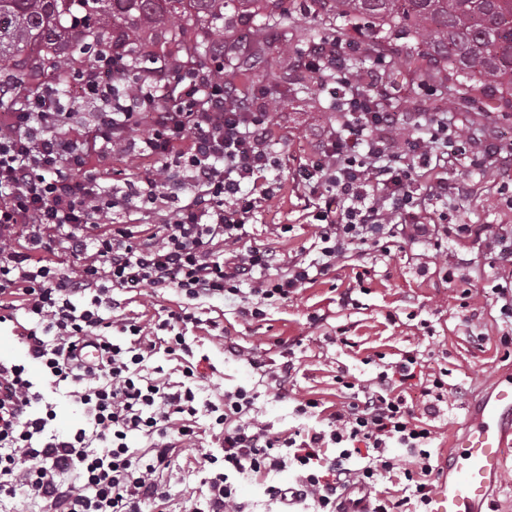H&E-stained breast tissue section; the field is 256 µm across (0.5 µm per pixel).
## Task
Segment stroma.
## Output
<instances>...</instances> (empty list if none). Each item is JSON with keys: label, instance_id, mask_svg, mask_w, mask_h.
Segmentation results:
<instances>
[{"label": "stroma", "instance_id": "35a3bbf8", "mask_svg": "<svg viewBox=\"0 0 512 512\" xmlns=\"http://www.w3.org/2000/svg\"><path fill=\"white\" fill-rule=\"evenodd\" d=\"M308 4L309 0H283L288 27L266 29L264 40L275 46L285 38L309 44L325 37ZM385 53L397 73L398 95L393 104L398 111H453L468 136L490 133L512 141V108L485 95L481 111L469 112L458 108L456 91L440 84L434 85L432 94H422L425 60L413 59L401 41L386 46ZM329 101L328 93L312 77L302 92L281 97L273 116L280 162L268 174L278 182V192L249 217L241 246L269 249L284 259L312 250L315 229L294 171L313 152L319 130L333 120ZM158 166L155 160L117 157L97 164L96 173L107 189L116 191L129 179L150 176ZM461 180L470 183V195H452L447 206H435L436 223L512 228V207L506 203L512 197L511 162L495 172H478L468 160H460L449 168L448 181ZM495 260L486 243L452 235L439 248L419 242L392 247L387 256L352 252L328 276L306 285L292 299L267 306L259 320L242 319L237 305L220 299L201 302L195 310L198 326L188 327L185 333L203 375L199 397L216 402L224 391L243 387L257 393L258 419L272 431L321 429L325 426L321 417L296 414L299 401L315 399L326 412H334L341 401L337 375L362 383L375 378L385 364L399 360L401 353L415 350L430 369L448 372V397L434 421L437 439L432 450L435 463H442L473 403L497 377L512 373V358H505L498 343V312L479 295L493 286L486 274ZM467 288L475 290V297L464 296ZM345 291L354 299L348 306L339 302ZM114 297L120 303L116 318L142 324L166 318L184 302L173 288L118 290ZM342 329L350 346L336 342ZM231 342L275 364L282 363L285 344H293L296 370L287 392L277 394L246 361L231 354L227 349Z\"/></svg>", "mask_w": 512, "mask_h": 512}]
</instances>
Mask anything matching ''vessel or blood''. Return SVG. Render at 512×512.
Masks as SVG:
<instances>
[{"mask_svg": "<svg viewBox=\"0 0 512 512\" xmlns=\"http://www.w3.org/2000/svg\"><path fill=\"white\" fill-rule=\"evenodd\" d=\"M512 432V379H497L453 448L432 494L428 512H480L504 468Z\"/></svg>", "mask_w": 512, "mask_h": 512, "instance_id": "obj_1", "label": "vessel or blood"}]
</instances>
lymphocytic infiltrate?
I'll list each match as a JSON object with an SVG mask.
<instances>
[{
  "label": "lymphocytic infiltrate",
  "mask_w": 512,
  "mask_h": 512,
  "mask_svg": "<svg viewBox=\"0 0 512 512\" xmlns=\"http://www.w3.org/2000/svg\"><path fill=\"white\" fill-rule=\"evenodd\" d=\"M359 50L351 41L325 37L298 56L296 67L319 79L335 101V120L323 127L314 162L297 169L317 223V256L281 261L276 253L239 248L248 215L277 189L264 175L277 165L267 96L218 80L222 61L183 74H146L137 90L114 96L128 75L104 57L75 67L82 96L63 106L57 81L17 93L0 89L10 109L0 112V323L25 311L36 321L23 330L28 364L37 365L51 392L43 394L25 365L0 360V502L22 499L25 512H173L166 476L178 448L195 446L197 418H210L218 453L201 455L207 491L191 512H247L237 492L241 478L264 480L270 500H294L304 512H337L349 482L374 486L396 467L391 449L412 459L405 469L408 494L375 499L370 512L427 507L434 467L431 445L446 382L442 373L417 378L413 352L393 372L366 384L343 381L347 401L324 430L271 432L253 415L256 395L243 387L221 403L199 401L196 367L166 383L147 374L157 343L139 323L112 320L114 289L173 288L187 301L158 323L168 332L167 354L191 355L184 331L197 318L188 304L200 299L241 301L254 320L275 301L327 276L354 250L389 252L400 243L440 241L447 225L433 223L429 205L449 194L444 171L459 159L463 137L447 113L418 118L390 109L382 71L353 70ZM93 103L84 135L71 133L83 102ZM149 133L134 138L132 130ZM169 157L181 180L155 175L126 182L114 193L89 164L111 155ZM84 176H77V169ZM139 204L144 214L170 211L157 232L143 237L128 228H105L114 209ZM458 237H489L497 253L495 284L486 299L499 310L498 338L512 347V234L491 225H457ZM23 245H16V238ZM92 252L93 261L62 272L46 259L56 248ZM280 275H272L274 266ZM129 336L111 339V329ZM419 380L420 406L408 404L400 384ZM83 412L84 425L61 435L51 430L55 396ZM140 435L147 448H130ZM335 455H326V447ZM365 457L353 467L355 457ZM292 469V487L269 483Z\"/></svg>",
  "instance_id": "lymphocytic-infiltrate-1"
}]
</instances>
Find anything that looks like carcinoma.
I'll return each instance as SVG.
<instances>
[{"label": "carcinoma", "mask_w": 512, "mask_h": 512, "mask_svg": "<svg viewBox=\"0 0 512 512\" xmlns=\"http://www.w3.org/2000/svg\"><path fill=\"white\" fill-rule=\"evenodd\" d=\"M280 0H0V87L30 90L65 82L73 65L112 50L132 73L179 58L206 66L222 56L241 72L269 63L270 51L237 26L288 29ZM322 24L341 19L380 33L362 59L379 63L393 37L420 39L426 78L490 89L512 105V0H311Z\"/></svg>", "instance_id": "1"}]
</instances>
